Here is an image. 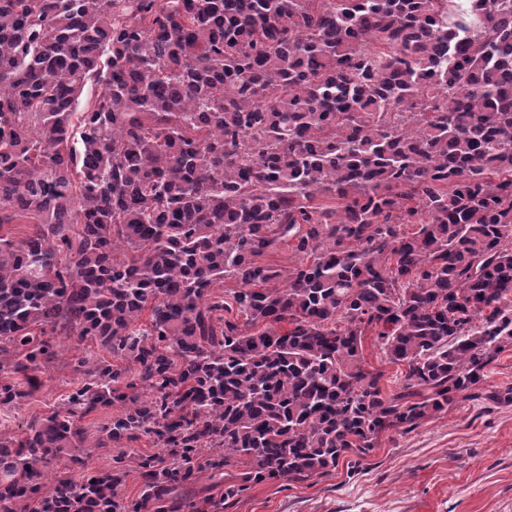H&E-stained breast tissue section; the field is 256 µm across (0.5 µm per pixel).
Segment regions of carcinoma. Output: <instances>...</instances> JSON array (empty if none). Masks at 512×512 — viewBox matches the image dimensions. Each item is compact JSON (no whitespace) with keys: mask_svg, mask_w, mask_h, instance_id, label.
I'll use <instances>...</instances> for the list:
<instances>
[{"mask_svg":"<svg viewBox=\"0 0 512 512\" xmlns=\"http://www.w3.org/2000/svg\"><path fill=\"white\" fill-rule=\"evenodd\" d=\"M5 224L32 228L0 235V406L60 336L112 360L0 432V512L325 475L512 347V0H0ZM103 407L111 468L66 477ZM373 337L374 336L365 337L364 357L367 363L365 364V368L368 370L376 368L383 371L382 387L384 391L393 392L404 383V375L407 367L386 362L383 359V354L379 347L375 345Z\"/></svg>","mask_w":512,"mask_h":512,"instance_id":"cac0c4a2","label":"carcinoma"}]
</instances>
